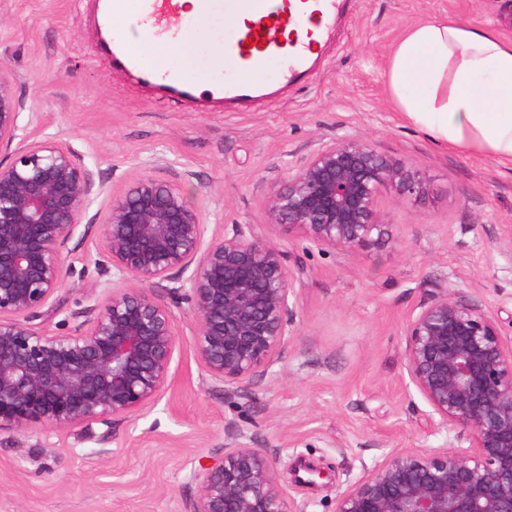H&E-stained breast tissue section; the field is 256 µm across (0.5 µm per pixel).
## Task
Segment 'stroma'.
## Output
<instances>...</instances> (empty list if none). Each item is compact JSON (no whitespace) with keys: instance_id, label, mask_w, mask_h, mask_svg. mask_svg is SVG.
Returning a JSON list of instances; mask_svg holds the SVG:
<instances>
[{"instance_id":"obj_1","label":"stroma","mask_w":512,"mask_h":512,"mask_svg":"<svg viewBox=\"0 0 512 512\" xmlns=\"http://www.w3.org/2000/svg\"><path fill=\"white\" fill-rule=\"evenodd\" d=\"M99 0H0V74L24 107L17 145L52 137L113 192L153 154L209 233L250 225L276 242L290 276L293 334L249 388L214 382L195 356V316L173 306L179 347L161 396L135 417L43 433L0 431V512H192L193 459L232 442L280 460L279 482L301 512H335L337 489L398 449H467L411 383L405 329L441 289L493 314L512 341V168L436 144L408 123L387 86V62L407 28L436 17L496 27L512 39V0H347L310 80L247 104L170 97L116 71L100 44ZM352 135L420 170V192L382 190L383 237L352 250L318 249L270 223L268 198L322 143ZM73 270L38 328L71 332L97 305L89 283L112 284L94 237L63 253ZM324 471L296 483L294 468Z\"/></svg>"}]
</instances>
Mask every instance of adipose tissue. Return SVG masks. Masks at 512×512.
I'll use <instances>...</instances> for the list:
<instances>
[{"mask_svg":"<svg viewBox=\"0 0 512 512\" xmlns=\"http://www.w3.org/2000/svg\"><path fill=\"white\" fill-rule=\"evenodd\" d=\"M387 84L436 142L512 165V40L445 18L418 23L394 47Z\"/></svg>","mask_w":512,"mask_h":512,"instance_id":"adipose-tissue-1","label":"adipose tissue"}]
</instances>
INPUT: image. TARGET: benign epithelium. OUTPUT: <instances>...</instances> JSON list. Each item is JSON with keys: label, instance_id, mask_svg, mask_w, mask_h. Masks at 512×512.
Returning a JSON list of instances; mask_svg holds the SVG:
<instances>
[{"label": "benign epithelium", "instance_id": "benign-epithelium-1", "mask_svg": "<svg viewBox=\"0 0 512 512\" xmlns=\"http://www.w3.org/2000/svg\"><path fill=\"white\" fill-rule=\"evenodd\" d=\"M22 98L0 77V148L18 137ZM418 170L344 136L321 144L268 200L270 224L316 246L354 249L384 234L381 191H420ZM107 197L98 263L110 288L73 313L72 332L40 316L72 270L63 250L92 195ZM181 188L144 173L119 193L53 138L0 159V430H55L129 418L163 392L178 348L170 303L195 314L209 377L246 388L276 364L292 323L283 254L242 224L206 238ZM408 376L440 424L469 449L398 450L336 493L335 512H512V345L494 316L459 294L420 305L406 330ZM279 460L243 443L198 461L193 512H300L277 484Z\"/></svg>", "mask_w": 512, "mask_h": 512}]
</instances>
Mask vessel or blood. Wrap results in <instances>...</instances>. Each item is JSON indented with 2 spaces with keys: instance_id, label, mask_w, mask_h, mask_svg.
I'll use <instances>...</instances> for the list:
<instances>
[{
  "instance_id": "obj_1",
  "label": "vessel or blood",
  "mask_w": 512,
  "mask_h": 512,
  "mask_svg": "<svg viewBox=\"0 0 512 512\" xmlns=\"http://www.w3.org/2000/svg\"><path fill=\"white\" fill-rule=\"evenodd\" d=\"M232 10L250 18L248 26L228 32L210 59L214 70L231 69L226 99H251L255 72L275 58L286 59L283 76L300 83L309 75L308 52L327 41L343 8L342 0H230ZM103 24L112 36V49L121 65L160 82L176 96L192 97L193 71L170 62H153L131 48L132 25L149 29L170 41L192 39L194 23L181 13L179 0H108Z\"/></svg>"
}]
</instances>
